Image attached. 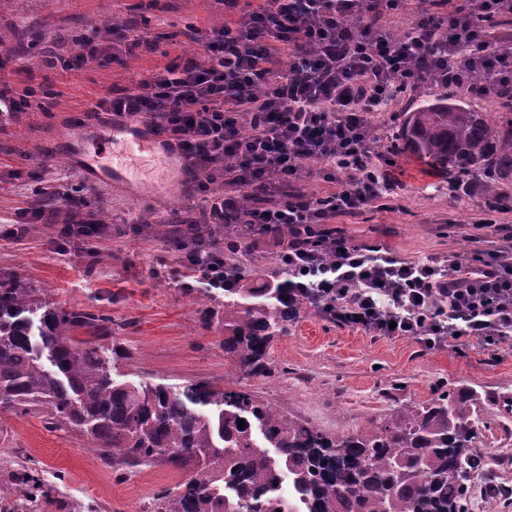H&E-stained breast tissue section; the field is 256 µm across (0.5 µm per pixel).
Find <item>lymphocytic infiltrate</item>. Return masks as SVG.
<instances>
[{
    "label": "lymphocytic infiltrate",
    "instance_id": "1",
    "mask_svg": "<svg viewBox=\"0 0 512 512\" xmlns=\"http://www.w3.org/2000/svg\"><path fill=\"white\" fill-rule=\"evenodd\" d=\"M410 24H387L400 0H263L241 7L232 26L213 29L205 59L168 66L101 111L154 116L170 132L203 204L196 227L219 226L223 243L186 248L185 218L174 217L183 263L207 288L224 285V250L261 235L318 311L372 336H407L435 348L468 337L486 345L512 336V226L484 205L475 228H497L484 253L411 261L385 244H352L333 229L339 216L389 210L399 180L379 164L371 118L433 73L472 95L471 45L485 71L512 81V49L501 52L494 21L512 0H416ZM337 180L318 196L302 182ZM225 189H211V181ZM247 190L249 204L237 193Z\"/></svg>",
    "mask_w": 512,
    "mask_h": 512
}]
</instances>
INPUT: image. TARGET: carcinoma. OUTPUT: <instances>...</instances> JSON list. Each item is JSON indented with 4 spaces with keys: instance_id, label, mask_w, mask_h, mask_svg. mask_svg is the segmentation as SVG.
Listing matches in <instances>:
<instances>
[{
    "instance_id": "carcinoma-1",
    "label": "carcinoma",
    "mask_w": 512,
    "mask_h": 512,
    "mask_svg": "<svg viewBox=\"0 0 512 512\" xmlns=\"http://www.w3.org/2000/svg\"><path fill=\"white\" fill-rule=\"evenodd\" d=\"M487 97L491 112L453 95L420 106L407 113L400 137L433 173L480 177L487 198L512 209L503 193L512 184V83ZM202 295L204 324L224 326V358L236 381L179 390L117 380L128 354L100 343L108 318L62 310L1 277L0 408L82 434L115 471L158 462L202 468L159 492L153 512H458L466 472L483 468L474 391L444 389L368 433L325 432L239 384L279 373L268 351L289 334L306 301L272 280ZM81 328L92 338L72 336ZM9 493V512H40L51 488L24 468Z\"/></svg>"
}]
</instances>
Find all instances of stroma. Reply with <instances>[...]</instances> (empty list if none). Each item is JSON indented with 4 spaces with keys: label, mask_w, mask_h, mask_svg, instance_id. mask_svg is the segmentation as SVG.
<instances>
[{
    "label": "stroma",
    "mask_w": 512,
    "mask_h": 512,
    "mask_svg": "<svg viewBox=\"0 0 512 512\" xmlns=\"http://www.w3.org/2000/svg\"><path fill=\"white\" fill-rule=\"evenodd\" d=\"M224 0H9L0 10V275L17 276L65 310L109 320V341L130 351L120 379L181 387L195 381L223 386L224 330L203 328L193 289L195 273L179 282L157 279L159 260L181 254L158 234L173 211L200 204L184 187L134 198L107 184L88 185L68 163L81 144L111 159L101 143L98 104L174 63L202 59L211 30L234 24ZM96 31L91 48L72 35ZM141 34L146 44L131 40ZM397 98L373 121L377 137L397 140L407 112L426 104ZM396 176L405 191L390 212L337 218L356 244H387L408 260L452 253L474 256L497 239L494 229L473 230L483 197L458 188L409 154ZM106 230L91 241L61 239L72 213ZM15 224L26 231L4 237ZM280 372L249 386L289 415L329 433H367L405 403L422 404L440 389L465 387L484 400L478 447L498 481L512 483V345L487 346L461 338L428 349L410 337H373L304 311L289 336L269 352ZM36 468L54 486L44 512L60 502L95 505L98 512H151L156 494L192 477L167 463L116 472L86 437L38 416L0 409V463Z\"/></svg>",
    "instance_id": "1"
}]
</instances>
